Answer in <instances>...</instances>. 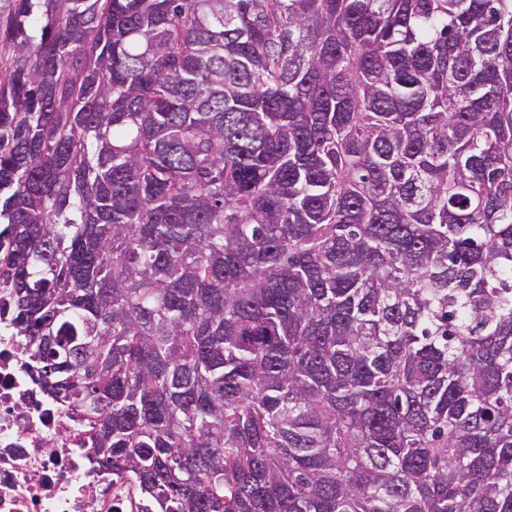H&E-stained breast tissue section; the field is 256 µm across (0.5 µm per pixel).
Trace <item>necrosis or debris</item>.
Returning a JSON list of instances; mask_svg holds the SVG:
<instances>
[{
  "mask_svg": "<svg viewBox=\"0 0 512 512\" xmlns=\"http://www.w3.org/2000/svg\"><path fill=\"white\" fill-rule=\"evenodd\" d=\"M80 425L37 381L30 352L0 321V512H144L133 480L94 471Z\"/></svg>",
  "mask_w": 512,
  "mask_h": 512,
  "instance_id": "1",
  "label": "necrosis or debris"
}]
</instances>
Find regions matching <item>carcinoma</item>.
Listing matches in <instances>:
<instances>
[{
    "label": "carcinoma",
    "mask_w": 512,
    "mask_h": 512,
    "mask_svg": "<svg viewBox=\"0 0 512 512\" xmlns=\"http://www.w3.org/2000/svg\"><path fill=\"white\" fill-rule=\"evenodd\" d=\"M0 287L153 512H512V0H9Z\"/></svg>",
    "instance_id": "cac0c4a2"
}]
</instances>
